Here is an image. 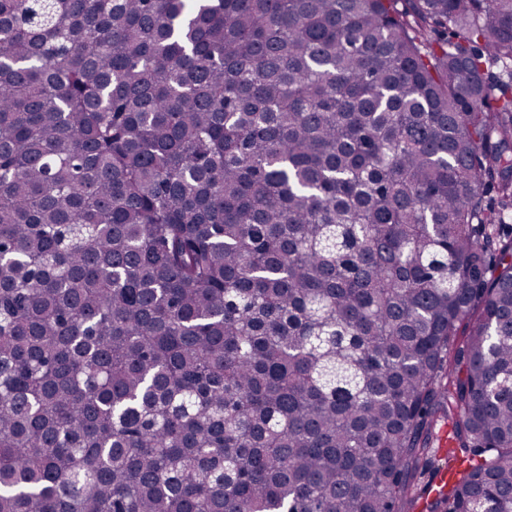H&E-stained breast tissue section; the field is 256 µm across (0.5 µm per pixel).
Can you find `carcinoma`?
Instances as JSON below:
<instances>
[{"label": "carcinoma", "instance_id": "carcinoma-1", "mask_svg": "<svg viewBox=\"0 0 512 512\" xmlns=\"http://www.w3.org/2000/svg\"><path fill=\"white\" fill-rule=\"evenodd\" d=\"M494 66L512 0H0V512H410L440 421L512 512Z\"/></svg>", "mask_w": 512, "mask_h": 512}]
</instances>
